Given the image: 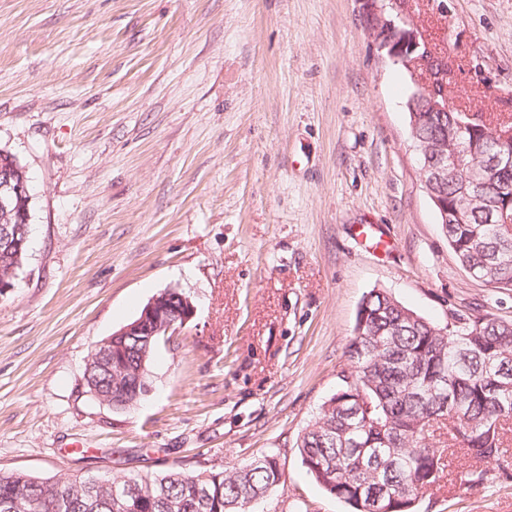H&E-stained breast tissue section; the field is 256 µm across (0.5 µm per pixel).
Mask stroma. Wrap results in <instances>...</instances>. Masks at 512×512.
<instances>
[{
    "label": "stroma",
    "instance_id": "obj_1",
    "mask_svg": "<svg viewBox=\"0 0 512 512\" xmlns=\"http://www.w3.org/2000/svg\"><path fill=\"white\" fill-rule=\"evenodd\" d=\"M366 0H0V148L32 187L26 267L0 295V469L110 479L276 455L251 512H346L296 442L339 388L374 288L436 323L512 290L471 279L424 192L405 101ZM450 95L512 114V0H408ZM194 318L156 346L153 391H87L96 344L165 289ZM488 488L418 512H512Z\"/></svg>",
    "mask_w": 512,
    "mask_h": 512
}]
</instances>
